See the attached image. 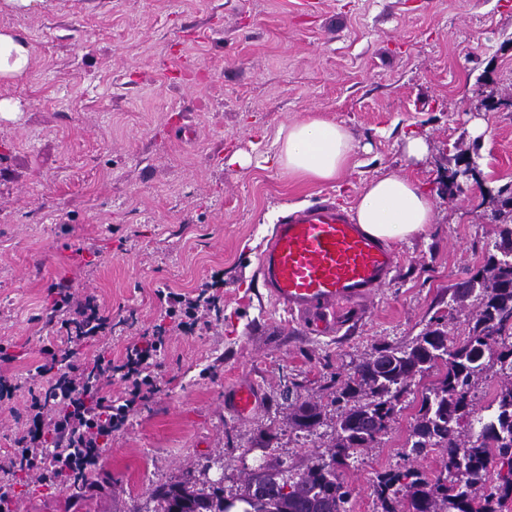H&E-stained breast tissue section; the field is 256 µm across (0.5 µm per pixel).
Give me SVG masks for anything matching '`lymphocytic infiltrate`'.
Masks as SVG:
<instances>
[{
	"instance_id": "1",
	"label": "lymphocytic infiltrate",
	"mask_w": 512,
	"mask_h": 512,
	"mask_svg": "<svg viewBox=\"0 0 512 512\" xmlns=\"http://www.w3.org/2000/svg\"><path fill=\"white\" fill-rule=\"evenodd\" d=\"M221 287L216 279L192 293H160L169 325H156L140 342L127 346L120 364L101 354L86 361L72 349L63 359L46 350L45 361L37 368L46 378L45 393L32 395V424L17 438L13 453L0 462V512H12L16 478L22 473L36 472L44 482L88 490L87 475L104 452L96 434L99 422L111 419L113 430H121L138 405L160 392L159 359L168 330L189 334L200 328L204 316L220 313ZM54 311L62 327L81 325L87 338L108 328L97 305L75 300L69 292L60 294ZM114 377L123 382L124 391L112 400L106 387Z\"/></svg>"
}]
</instances>
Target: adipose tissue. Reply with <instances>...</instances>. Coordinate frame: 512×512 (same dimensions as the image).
Wrapping results in <instances>:
<instances>
[{
	"label": "adipose tissue",
	"instance_id": "1",
	"mask_svg": "<svg viewBox=\"0 0 512 512\" xmlns=\"http://www.w3.org/2000/svg\"><path fill=\"white\" fill-rule=\"evenodd\" d=\"M32 47L27 38L0 32V83L21 79L28 71ZM270 162L289 177L330 181L345 168L354 149L340 124L309 116L280 129ZM355 220L386 242H400L435 223L432 197L410 178L388 174L364 186L355 205Z\"/></svg>",
	"mask_w": 512,
	"mask_h": 512
}]
</instances>
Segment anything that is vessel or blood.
Listing matches in <instances>:
<instances>
[{
  "instance_id": "b4317fda",
  "label": "vessel or blood",
  "mask_w": 512,
  "mask_h": 512,
  "mask_svg": "<svg viewBox=\"0 0 512 512\" xmlns=\"http://www.w3.org/2000/svg\"><path fill=\"white\" fill-rule=\"evenodd\" d=\"M396 263L393 249L346 210L318 203L276 225L259 254L258 275L306 331L332 336L367 314L368 302L390 281ZM260 400L259 388L247 382L224 390L225 409L239 419L249 417Z\"/></svg>"
}]
</instances>
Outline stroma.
Wrapping results in <instances>:
<instances>
[{
  "instance_id": "stroma-1",
  "label": "stroma",
  "mask_w": 512,
  "mask_h": 512,
  "mask_svg": "<svg viewBox=\"0 0 512 512\" xmlns=\"http://www.w3.org/2000/svg\"><path fill=\"white\" fill-rule=\"evenodd\" d=\"M0 30L32 46L28 73L0 83V459L30 422L43 380L53 291L93 300L112 321V360L160 322L159 289L224 280L219 320L173 334L160 392L112 434L94 491L17 479L16 512H158L156 489L221 483L242 492L259 467L304 470L332 442L336 391L381 345L406 347L434 323L465 338L480 303L452 295L486 264L512 217V0H46L0 11ZM309 115L343 125L355 151L336 179L297 180L266 166L279 130ZM488 122L485 137L471 134ZM423 138L424 160L407 139ZM240 162H233V154ZM480 176L445 188L461 159ZM414 179L435 224L398 243L401 261L370 314L335 336L307 333L258 279L274 223L329 198L354 208L372 179ZM256 384L251 416L224 409V388ZM321 405L305 432L286 391ZM416 407L339 470L347 512H380L372 480L389 469L428 476L442 456L406 453Z\"/></svg>"
}]
</instances>
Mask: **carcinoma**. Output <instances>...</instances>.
<instances>
[{
    "label": "carcinoma",
    "mask_w": 512,
    "mask_h": 512,
    "mask_svg": "<svg viewBox=\"0 0 512 512\" xmlns=\"http://www.w3.org/2000/svg\"><path fill=\"white\" fill-rule=\"evenodd\" d=\"M496 254L475 274L461 296L476 294L480 310L462 341L448 346V331L429 328L404 348H375L341 380L337 415L327 458L290 474L261 467L250 473L238 496L240 512H346L351 492L338 468L372 447L394 421L416 379L441 371L422 396L408 441L409 454L443 453L434 478L415 468L390 469L373 482L381 512H501L512 500V224L500 225ZM501 340L498 349L492 343ZM511 381L502 384L486 417L473 416L470 393L493 366ZM295 428L311 432L322 424L321 407L303 402L289 415ZM500 463L495 491L480 493L492 464ZM163 512H225L224 489L185 483L157 492Z\"/></svg>",
    "instance_id": "1"
}]
</instances>
